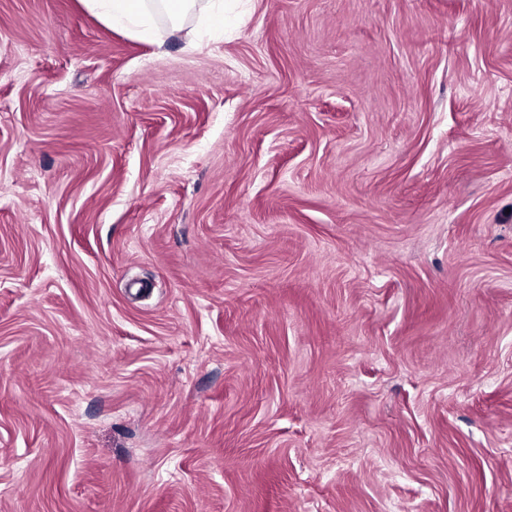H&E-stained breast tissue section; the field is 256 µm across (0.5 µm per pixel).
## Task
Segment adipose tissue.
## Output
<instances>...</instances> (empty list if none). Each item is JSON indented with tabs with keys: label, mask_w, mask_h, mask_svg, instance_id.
<instances>
[{
	"label": "adipose tissue",
	"mask_w": 512,
	"mask_h": 512,
	"mask_svg": "<svg viewBox=\"0 0 512 512\" xmlns=\"http://www.w3.org/2000/svg\"><path fill=\"white\" fill-rule=\"evenodd\" d=\"M84 3L105 22L129 30L146 42L159 41L157 22L161 19L172 34L180 31L190 17L213 25L224 23L223 0H84Z\"/></svg>",
	"instance_id": "obj_1"
}]
</instances>
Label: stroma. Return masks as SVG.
<instances>
[{
  "mask_svg": "<svg viewBox=\"0 0 512 512\" xmlns=\"http://www.w3.org/2000/svg\"><path fill=\"white\" fill-rule=\"evenodd\" d=\"M0 0V512H512V0ZM105 22L131 31L146 42H158V18H164L169 34L182 29L185 20L224 26L222 0H83Z\"/></svg>",
  "mask_w": 512,
  "mask_h": 512,
  "instance_id": "35a3bbf8",
  "label": "stroma"
}]
</instances>
